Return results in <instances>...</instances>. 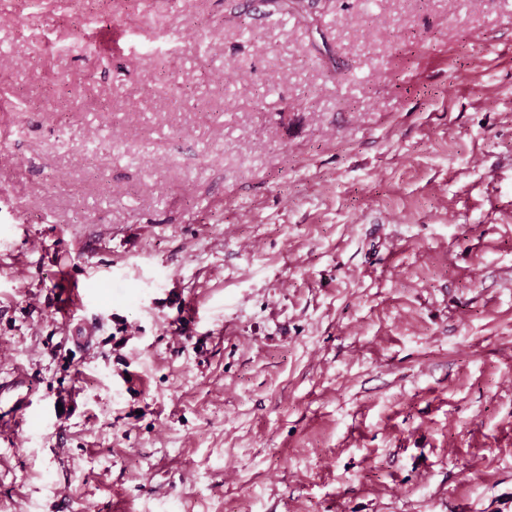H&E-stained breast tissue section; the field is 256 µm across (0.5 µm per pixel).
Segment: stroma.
I'll use <instances>...</instances> for the list:
<instances>
[{"instance_id": "35a3bbf8", "label": "stroma", "mask_w": 512, "mask_h": 512, "mask_svg": "<svg viewBox=\"0 0 512 512\" xmlns=\"http://www.w3.org/2000/svg\"><path fill=\"white\" fill-rule=\"evenodd\" d=\"M284 2L0 0V512H512V0ZM37 388L24 371L15 370L0 378V429H19L35 415Z\"/></svg>"}]
</instances>
